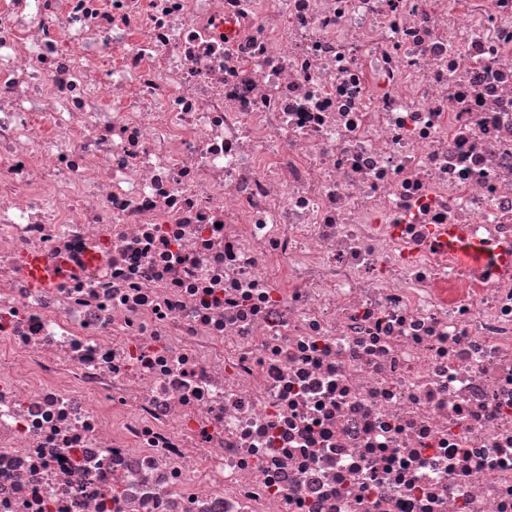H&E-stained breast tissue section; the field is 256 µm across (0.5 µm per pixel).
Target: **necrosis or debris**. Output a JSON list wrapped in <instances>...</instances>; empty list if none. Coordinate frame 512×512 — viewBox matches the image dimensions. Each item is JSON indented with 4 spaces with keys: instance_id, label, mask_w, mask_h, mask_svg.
<instances>
[{
    "instance_id": "necrosis-or-debris-1",
    "label": "necrosis or debris",
    "mask_w": 512,
    "mask_h": 512,
    "mask_svg": "<svg viewBox=\"0 0 512 512\" xmlns=\"http://www.w3.org/2000/svg\"><path fill=\"white\" fill-rule=\"evenodd\" d=\"M443 224L512 244V0H0V512H512ZM24 272L36 286H48L54 282L61 271L51 264L43 255L31 253L26 258Z\"/></svg>"
}]
</instances>
